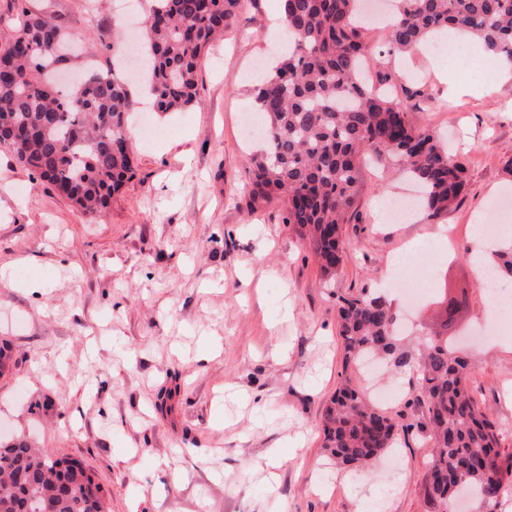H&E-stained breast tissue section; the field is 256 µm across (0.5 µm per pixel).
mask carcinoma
Returning a JSON list of instances; mask_svg holds the SVG:
<instances>
[{"label": "carcinoma", "instance_id": "1", "mask_svg": "<svg viewBox=\"0 0 512 512\" xmlns=\"http://www.w3.org/2000/svg\"><path fill=\"white\" fill-rule=\"evenodd\" d=\"M288 55L256 89L267 146L252 159L253 201L278 196L283 222L308 243L327 280L348 258L341 224L354 204L361 157L401 169L423 187L422 206L448 210L462 194L465 166L437 137L409 124L391 99V77L370 74L362 0H279ZM388 43L410 50L454 30L476 35L487 53L512 64V0H397ZM245 0H151L144 27V86L153 111L200 104L198 67L210 43L239 16ZM64 25L24 9L0 34V144L16 163L50 183L83 213L96 216L133 171L128 126L139 101L117 73L95 69L69 90L56 81L68 67ZM512 277V250L493 254ZM345 358L382 355L417 371L432 441L426 495L436 512H454L475 493L476 512H494L512 495V460L500 439L512 422L489 420L469 393L468 357L448 338H418L420 351L396 337V314L384 295L339 297ZM325 447L337 466L376 464L395 445L397 424L350 385L336 391L321 417ZM0 512H107L101 488L76 461L28 439L0 438Z\"/></svg>", "mask_w": 512, "mask_h": 512}]
</instances>
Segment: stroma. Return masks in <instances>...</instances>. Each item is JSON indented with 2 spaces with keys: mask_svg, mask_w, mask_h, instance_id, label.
<instances>
[{
  "mask_svg": "<svg viewBox=\"0 0 512 512\" xmlns=\"http://www.w3.org/2000/svg\"><path fill=\"white\" fill-rule=\"evenodd\" d=\"M80 45L108 44L120 9L80 0H28ZM278 0H249L199 63L200 105L130 129L133 175L100 217L80 213L0 150V437L30 436L81 463L109 512H433L426 498L429 434L413 372L386 370L397 397L381 406L399 425V464L339 470L327 459L321 416L350 383L371 396L376 379L346 363L339 296L388 292L387 269L417 242L401 275L429 283L418 331L440 330L445 289L467 286L464 331L492 326L491 303L464 247L477 218L512 194V80L480 94L484 68L465 72L471 93L449 99L432 52H399L387 33L366 37L408 122L449 137L466 189L447 213L415 210L379 222L377 209L413 186L362 164L343 234L349 259L325 280L283 221L280 201L250 197L253 150L242 139L253 107L251 65L280 34ZM472 347L468 387L491 421L512 419V321ZM284 461L270 468L272 451Z\"/></svg>",
  "mask_w": 512,
  "mask_h": 512,
  "instance_id": "1",
  "label": "stroma"
}]
</instances>
